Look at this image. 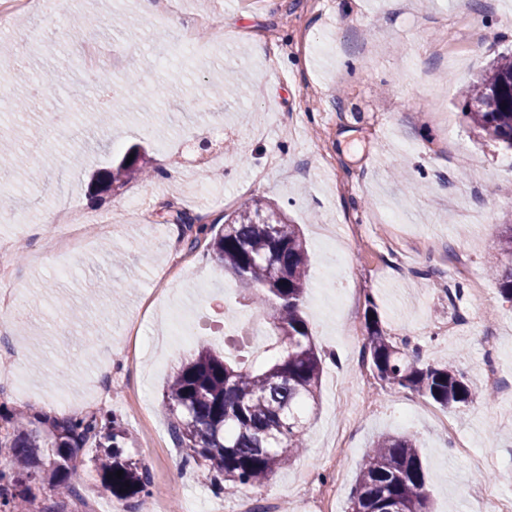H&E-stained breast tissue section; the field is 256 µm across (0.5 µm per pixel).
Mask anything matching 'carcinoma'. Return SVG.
Returning a JSON list of instances; mask_svg holds the SVG:
<instances>
[{
	"mask_svg": "<svg viewBox=\"0 0 512 512\" xmlns=\"http://www.w3.org/2000/svg\"><path fill=\"white\" fill-rule=\"evenodd\" d=\"M471 122L492 140L512 149V56L498 59L465 91ZM146 152L133 146L95 183L115 191L147 171ZM177 223L192 233L191 243L207 238L206 254L250 290L249 306L261 314L277 337L263 360H231L225 351L203 346L174 371L163 396L174 444L186 449L184 461L203 464L212 485L235 493L242 486L262 488L303 447L304 415L316 403L323 373L319 353L301 306L306 293L309 254L296 224L269 200L251 197L224 215L211 234L197 218L176 212ZM499 250L508 261L499 274V293L512 301V224H502ZM366 314L363 355L385 384L409 389L448 409L481 399L454 362L430 364L407 338L395 340L380 320ZM122 432L104 415L33 423L0 440L11 455L0 468V512L26 504L38 512H67L81 499L73 482L87 444L104 449L97 476L101 487L128 503L150 495L148 471L125 453ZM123 471L116 478V471ZM349 512H430V490L420 449L409 436H384L365 454L348 499Z\"/></svg>",
	"mask_w": 512,
	"mask_h": 512,
	"instance_id": "carcinoma-1",
	"label": "carcinoma"
}]
</instances>
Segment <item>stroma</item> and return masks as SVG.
Masks as SVG:
<instances>
[{
    "mask_svg": "<svg viewBox=\"0 0 512 512\" xmlns=\"http://www.w3.org/2000/svg\"><path fill=\"white\" fill-rule=\"evenodd\" d=\"M65 17L20 9L0 42L36 38L0 55V89L24 70L55 72L50 93L0 112V138L16 141L40 181L0 163V237L11 257L18 309L0 307V405L28 422L35 400L107 413L126 453L152 475L170 512H237L241 494L216 493L204 466L174 449L163 392L203 345L169 334L214 300L227 328L252 319L238 284L180 236L176 211L223 224L234 203L258 195L299 224L310 252L303 314L328 352L305 447L265 487L284 512H347L362 458L378 437L416 439L433 512H485L483 494L512 497V303L487 271L500 224L512 221V151L468 124L461 88L512 54V0H186L184 13L222 22L187 53L182 28L145 14L142 0H63ZM89 14L90 36L120 38L108 85L87 81L67 16ZM180 99L145 96L169 72ZM110 121L97 129L100 110ZM66 112L50 146H28L41 116ZM139 143L174 177L134 181L103 199L93 173L116 146ZM83 216L89 245L46 252L57 208ZM421 345L426 361H455L487 393L444 409L378 380L362 358L365 312ZM142 341L167 337L161 365L113 364L125 388L96 397L103 356L130 326ZM492 343H485V336ZM25 347L28 357L14 353ZM496 370L497 384L485 380ZM89 447L75 481L96 512H128L104 491Z\"/></svg>",
    "mask_w": 512,
    "mask_h": 512,
    "instance_id": "stroma-1",
    "label": "stroma"
}]
</instances>
